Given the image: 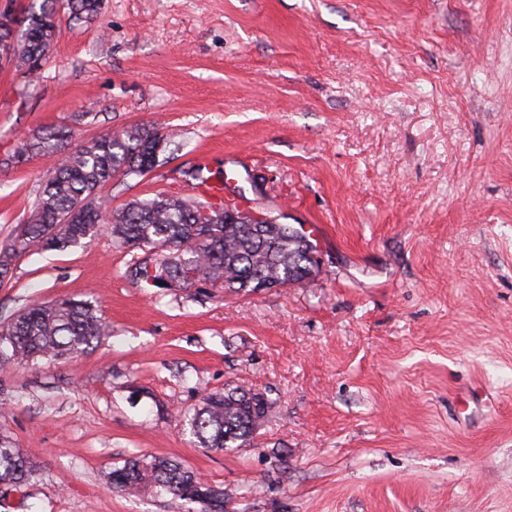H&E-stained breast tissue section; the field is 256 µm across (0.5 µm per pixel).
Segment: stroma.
Listing matches in <instances>:
<instances>
[{
    "label": "stroma",
    "instance_id": "obj_1",
    "mask_svg": "<svg viewBox=\"0 0 512 512\" xmlns=\"http://www.w3.org/2000/svg\"><path fill=\"white\" fill-rule=\"evenodd\" d=\"M36 75L0 69V245L54 157L136 124L167 163L113 180L109 209L197 197L234 173L239 207L318 224L315 281L237 294L129 280L102 234L16 257L0 327L27 304L98 305L87 352L0 369V434L35 463L0 512H201L108 475L167 457L226 512H512V0H102L61 10ZM264 396L250 446L200 447L185 415Z\"/></svg>",
    "mask_w": 512,
    "mask_h": 512
}]
</instances>
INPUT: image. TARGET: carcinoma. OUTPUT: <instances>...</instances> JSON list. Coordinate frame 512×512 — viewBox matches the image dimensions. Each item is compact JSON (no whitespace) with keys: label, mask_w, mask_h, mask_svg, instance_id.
<instances>
[{"label":"carcinoma","mask_w":512,"mask_h":512,"mask_svg":"<svg viewBox=\"0 0 512 512\" xmlns=\"http://www.w3.org/2000/svg\"><path fill=\"white\" fill-rule=\"evenodd\" d=\"M71 16L90 20L98 14L100 0H67ZM57 0H41L25 16L15 39L16 63L40 68L58 30ZM73 135L66 128L47 131L27 141L20 153L35 151L57 156L51 176L23 233L0 247V282L10 272L11 259L31 249L65 250L101 234L102 225L124 248L155 254L136 260L126 277L151 287H188L189 278L219 283L234 292L303 286L312 281V256L308 237L288 224L245 216L236 224L224 220V211L182 197L157 194L136 198L107 214L101 192L113 180L151 173L164 153L170 136L158 125H135L108 132L61 153ZM98 309L88 301L58 299L34 303L19 312L0 331L3 363L64 358L88 351L105 335ZM265 398L243 388L212 393L186 417L201 447L242 448L264 422ZM33 464L6 437L0 435V490H19L29 480ZM141 483L158 494L204 505L202 512H224V490L200 480L174 461L154 457L130 458L109 475L114 489Z\"/></svg>","instance_id":"cac0c4a2"}]
</instances>
